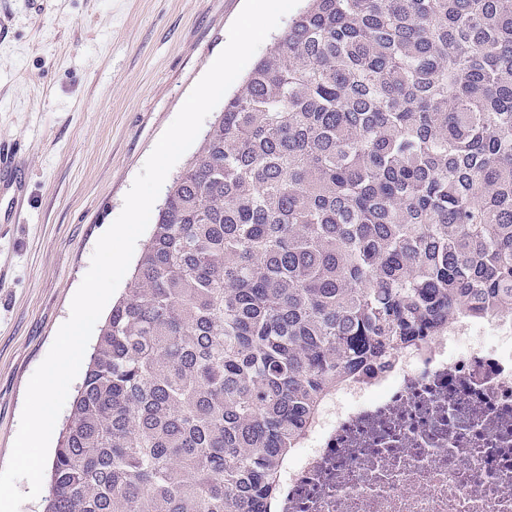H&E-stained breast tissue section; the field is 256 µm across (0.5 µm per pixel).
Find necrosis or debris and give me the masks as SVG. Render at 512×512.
Segmentation results:
<instances>
[{"mask_svg": "<svg viewBox=\"0 0 512 512\" xmlns=\"http://www.w3.org/2000/svg\"><path fill=\"white\" fill-rule=\"evenodd\" d=\"M280 512H512V317L453 324L337 390Z\"/></svg>", "mask_w": 512, "mask_h": 512, "instance_id": "4bbe7bcc", "label": "necrosis or debris"}]
</instances>
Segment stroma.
<instances>
[{
    "label": "stroma",
    "mask_w": 512,
    "mask_h": 512,
    "mask_svg": "<svg viewBox=\"0 0 512 512\" xmlns=\"http://www.w3.org/2000/svg\"><path fill=\"white\" fill-rule=\"evenodd\" d=\"M243 5L0 0V143L29 185L20 222L0 223V469L99 237Z\"/></svg>",
    "instance_id": "stroma-1"
}]
</instances>
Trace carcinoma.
<instances>
[{
    "label": "carcinoma",
    "instance_id": "carcinoma-1",
    "mask_svg": "<svg viewBox=\"0 0 512 512\" xmlns=\"http://www.w3.org/2000/svg\"><path fill=\"white\" fill-rule=\"evenodd\" d=\"M512 315V0H308L169 186L45 512H270L348 379Z\"/></svg>",
    "mask_w": 512,
    "mask_h": 512
}]
</instances>
